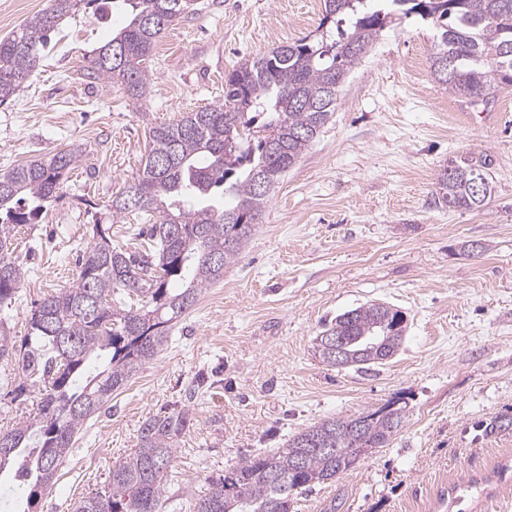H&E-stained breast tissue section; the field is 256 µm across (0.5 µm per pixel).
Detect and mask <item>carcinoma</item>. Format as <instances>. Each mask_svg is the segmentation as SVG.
Masks as SVG:
<instances>
[{"label": "carcinoma", "mask_w": 512, "mask_h": 512, "mask_svg": "<svg viewBox=\"0 0 512 512\" xmlns=\"http://www.w3.org/2000/svg\"><path fill=\"white\" fill-rule=\"evenodd\" d=\"M130 8L128 23L87 66L93 79H117L129 99L146 95L143 62L172 22L194 0H49L18 31L0 38V105L12 100L45 57L64 18L91 8L105 24L114 3ZM316 38L277 46L239 63L224 78V103L186 113L150 129L139 176L112 198V218L153 220L150 247L128 250L94 225L77 279L37 303L21 341L0 322V361L17 366L16 397L40 387L35 416L0 430V473L26 485L27 505L51 492L57 472L86 423L167 343L169 323L196 305L202 291L224 279L258 223L281 175L312 145L336 108L351 65L372 47L388 21L418 16L437 29L430 56L435 80L471 106L487 105L493 88L512 83V0H323ZM79 147L0 171V309L12 304L24 278L14 255L17 229L35 224L57 198L81 157ZM487 156L461 157L440 170L438 203L453 210L482 207L472 167L490 178ZM229 202L219 201L215 189ZM402 311L366 303L323 324L318 338L347 340L346 362L379 364L376 338L397 352ZM400 400L355 417L316 423L285 447L244 458L208 481L193 512H291L293 495L335 480L357 463L359 449L384 447L404 422ZM192 421L187 409L146 418L137 448L112 466L103 490L73 512H162L175 460V440Z\"/></svg>", "instance_id": "carcinoma-1"}]
</instances>
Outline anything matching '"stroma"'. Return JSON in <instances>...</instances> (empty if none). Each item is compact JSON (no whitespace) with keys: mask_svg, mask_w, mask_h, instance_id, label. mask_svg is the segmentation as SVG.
<instances>
[{"mask_svg":"<svg viewBox=\"0 0 512 512\" xmlns=\"http://www.w3.org/2000/svg\"><path fill=\"white\" fill-rule=\"evenodd\" d=\"M322 0H199L144 64L148 91L82 76L120 28L83 9L66 19L13 101L0 105V171L80 145V162L38 223L14 238L25 277L0 310L16 339L36 302L72 285L93 227L139 244L144 222L107 209L139 172L150 127L224 101V77L285 41L316 34ZM436 28L388 23L349 71L336 110L271 192L224 278L169 331L158 356L86 425L37 512H72L100 491L137 446L143 420L187 408L164 512H192L209 479L247 456L282 447L314 423L353 417L400 397L403 427L336 481L296 495L294 512H512V85L484 108L466 105L429 68ZM487 155L494 190L475 210L436 203L449 160ZM482 243L480 255L468 244ZM407 317L397 354L369 370L314 354L323 323L365 303ZM13 364L0 363V428L35 414L37 391L13 399Z\"/></svg>","mask_w":512,"mask_h":512,"instance_id":"35a3bbf8","label":"stroma"}]
</instances>
